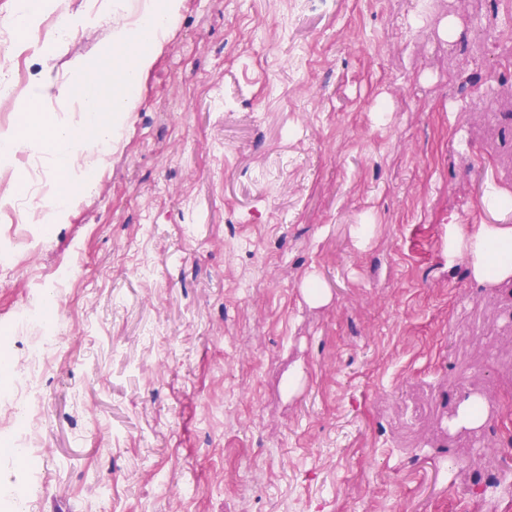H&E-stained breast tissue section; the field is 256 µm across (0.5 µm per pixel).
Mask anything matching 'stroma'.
<instances>
[{
	"mask_svg": "<svg viewBox=\"0 0 512 512\" xmlns=\"http://www.w3.org/2000/svg\"><path fill=\"white\" fill-rule=\"evenodd\" d=\"M81 31L48 42L57 8ZM455 17L459 36L440 35ZM512 33L491 0H183L138 107L66 213L0 156L13 212L0 324L76 252L56 313L41 512H512V286L478 287L456 229L512 224ZM0 135L64 119L96 144L80 64L109 71L111 0H41ZM315 276L328 299L303 295ZM484 424L450 426L462 391ZM85 275L84 265L79 259H74L68 266L59 269L57 268L50 278V282L55 288H67L74 280Z\"/></svg>",
	"mask_w": 512,
	"mask_h": 512,
	"instance_id": "1",
	"label": "stroma"
}]
</instances>
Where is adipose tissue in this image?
Returning a JSON list of instances; mask_svg holds the SVG:
<instances>
[{
	"instance_id": "obj_1",
	"label": "adipose tissue",
	"mask_w": 512,
	"mask_h": 512,
	"mask_svg": "<svg viewBox=\"0 0 512 512\" xmlns=\"http://www.w3.org/2000/svg\"><path fill=\"white\" fill-rule=\"evenodd\" d=\"M183 0H153L147 13L135 20L115 19L110 35L113 53L126 59V66L110 73L96 64L85 65L80 80L65 88V95L80 98L83 120L95 126L101 142L111 143L121 129V122L137 108L132 89L153 66L163 39L179 18ZM121 86V93L110 102H101L97 87L105 80ZM74 130L68 124L55 123L51 150L66 173L56 198V211H63L72 200L73 171L79 155L73 149ZM512 247V225L482 224L469 233L455 232L448 239L450 255L465 261L472 280L483 288H496L512 282V256L503 254V247Z\"/></svg>"
}]
</instances>
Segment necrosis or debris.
Listing matches in <instances>:
<instances>
[{
	"label": "necrosis or debris",
	"mask_w": 512,
	"mask_h": 512,
	"mask_svg": "<svg viewBox=\"0 0 512 512\" xmlns=\"http://www.w3.org/2000/svg\"><path fill=\"white\" fill-rule=\"evenodd\" d=\"M12 41L10 27L0 22V112L11 111L15 100L28 89L26 79L16 69L17 51ZM52 309L51 294H43L19 310L13 327L0 330L5 337L11 336L17 327L33 326L39 331L25 362L13 372V394L8 402L10 422L0 430V447L23 464L22 512H39L37 487L44 459L41 431L52 417L42 381L49 368V354L62 350L63 339L72 327L71 321L53 314Z\"/></svg>",
	"instance_id": "1"
}]
</instances>
